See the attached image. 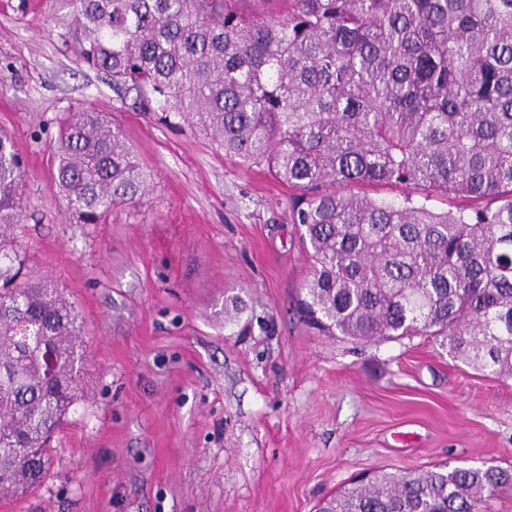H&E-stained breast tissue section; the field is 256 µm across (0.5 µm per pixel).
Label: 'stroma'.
I'll list each match as a JSON object with an SVG mask.
<instances>
[{"label":"stroma","instance_id":"obj_1","mask_svg":"<svg viewBox=\"0 0 512 512\" xmlns=\"http://www.w3.org/2000/svg\"><path fill=\"white\" fill-rule=\"evenodd\" d=\"M68 15L64 0H0V132L26 162L25 262L74 303L84 351L49 473L0 512H315L366 471L512 467V377L428 336L311 328L287 184L114 90L60 39ZM90 102L151 177L101 224L50 192L57 122Z\"/></svg>","mask_w":512,"mask_h":512}]
</instances>
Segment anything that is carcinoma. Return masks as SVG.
<instances>
[{
    "instance_id": "obj_1",
    "label": "carcinoma",
    "mask_w": 512,
    "mask_h": 512,
    "mask_svg": "<svg viewBox=\"0 0 512 512\" xmlns=\"http://www.w3.org/2000/svg\"><path fill=\"white\" fill-rule=\"evenodd\" d=\"M61 39L169 125L293 191L319 330L439 336L512 376V0H67ZM389 184L387 202L345 191ZM149 177L93 103L58 122L51 192L81 224L134 205ZM23 163L0 135V501L38 488L78 402L81 326L23 272ZM460 196L434 211L412 195ZM512 469L379 473L318 512H483Z\"/></svg>"
}]
</instances>
